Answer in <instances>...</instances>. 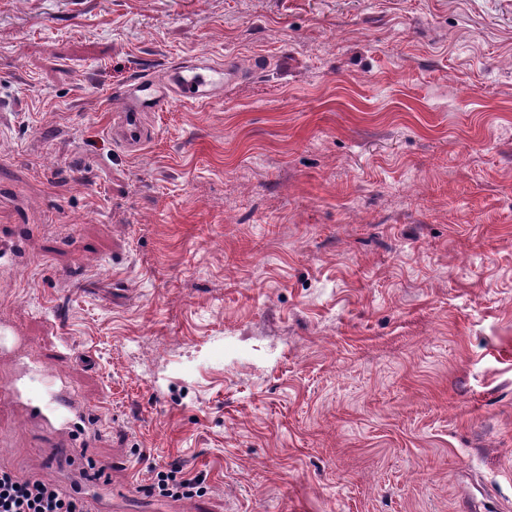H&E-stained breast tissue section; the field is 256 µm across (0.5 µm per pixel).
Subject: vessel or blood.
<instances>
[{"label": "vessel or blood", "mask_w": 512, "mask_h": 512, "mask_svg": "<svg viewBox=\"0 0 512 512\" xmlns=\"http://www.w3.org/2000/svg\"><path fill=\"white\" fill-rule=\"evenodd\" d=\"M232 77L222 64L205 62L176 67L169 82L160 81L153 72L146 71L130 80L117 94L114 102L113 136L130 151L140 149L148 140L144 126L146 113L161 110L171 100L183 103L212 101L222 93ZM36 389L12 383L0 388V399L21 404L46 421L65 424L71 397L58 387L53 376L41 373L39 368L28 371Z\"/></svg>", "instance_id": "obj_1"}]
</instances>
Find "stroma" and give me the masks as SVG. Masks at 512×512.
Instances as JSON below:
<instances>
[{
    "mask_svg": "<svg viewBox=\"0 0 512 512\" xmlns=\"http://www.w3.org/2000/svg\"><path fill=\"white\" fill-rule=\"evenodd\" d=\"M198 55L138 153L113 93ZM0 316L86 413L0 467L184 512H512V0H0ZM203 481L199 476L186 478L178 468L173 467L169 471H158L153 482L145 489L163 496L179 498L204 491L205 487L201 486Z\"/></svg>",
    "mask_w": 512,
    "mask_h": 512,
    "instance_id": "stroma-1",
    "label": "stroma"
}]
</instances>
